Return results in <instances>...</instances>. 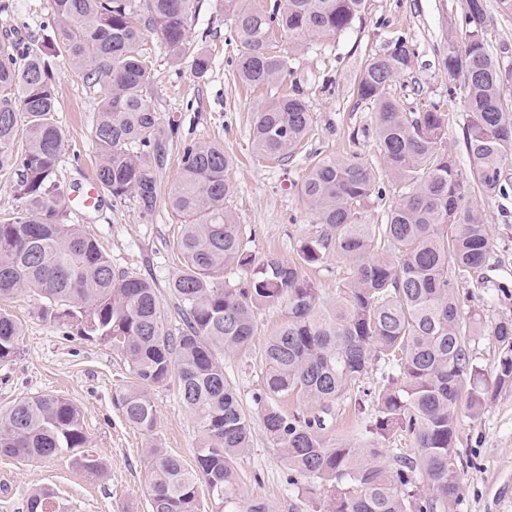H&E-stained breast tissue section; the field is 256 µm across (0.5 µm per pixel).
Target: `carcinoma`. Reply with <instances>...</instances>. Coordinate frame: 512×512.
<instances>
[{"label":"carcinoma","instance_id":"cac0c4a2","mask_svg":"<svg viewBox=\"0 0 512 512\" xmlns=\"http://www.w3.org/2000/svg\"><path fill=\"white\" fill-rule=\"evenodd\" d=\"M200 0H52L54 36L63 63L84 73L98 99L93 133L95 180L115 202L132 200L140 215L154 212L161 189L157 168L165 147L146 96V33L161 41L174 66L187 59L203 77L209 56L190 40ZM242 50L238 75L254 87L280 86L289 56L273 51L275 35L303 49L350 29L366 0H277L257 10L246 0H223ZM484 0H467L462 45L448 42L444 66L463 78L466 122L464 177L448 149V113L432 103L405 111L391 83L413 67L405 39L372 57L356 85L374 112L383 168L356 158L316 161L299 189L316 219L315 234L285 262L258 259L247 231L224 200L232 193L231 159L218 141L183 147L180 180L167 194L182 226V262L167 288L182 322L167 323L154 282L112 269V260L81 224L66 222L59 203L69 187L57 179L64 133L56 118L53 63L40 51L0 41V172L13 175L21 206L0 212V300L28 292L40 316L76 327L124 357L134 382L113 395L133 428L151 434L158 415L150 390L175 382L200 433L195 466L161 448L148 450L151 512H202L198 485L211 512H270L259 500L242 507L237 458L250 447L251 419L224 375V352H250L260 311L288 315L260 358L265 369L257 398L267 435L280 448L287 482L314 493L329 484L324 512H448L459 495L458 409L476 412L488 390L474 364L472 337L480 325L463 315L459 286L480 274L493 251L482 217L465 201L469 183L485 196L506 191L512 174V112L502 97V72L486 38ZM25 143L18 144L20 126ZM312 113L300 93L266 99L253 112L252 147L261 158L285 162L300 149ZM388 177L408 187L383 224H367L361 209ZM349 265L325 305L305 273L328 256ZM240 274L228 285L224 274ZM23 324L0 309V361L18 350ZM499 358L494 383L512 388V317L493 328ZM374 362L388 367L376 395L369 434H398L416 452L381 464L382 449L356 448L327 434L333 405L358 388ZM296 396L306 410L287 413L276 401ZM81 410L41 395L17 402L0 417V454L36 462L68 454L91 474L101 463L87 450ZM427 490H420L418 480ZM55 493L35 489L27 512H68Z\"/></svg>","mask_w":512,"mask_h":512}]
</instances>
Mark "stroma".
Listing matches in <instances>:
<instances>
[{
  "label": "stroma",
  "mask_w": 512,
  "mask_h": 512,
  "mask_svg": "<svg viewBox=\"0 0 512 512\" xmlns=\"http://www.w3.org/2000/svg\"><path fill=\"white\" fill-rule=\"evenodd\" d=\"M12 2V9L0 12V39L8 36L25 46L49 50L50 0ZM485 4L487 39L503 73L505 102L512 108V0H485ZM465 8V0H367L364 15L351 29L309 49L292 53L287 40L274 38L273 50L291 57V73L282 90L299 89L313 114L302 149L291 160L278 162L255 158L250 135L251 113L271 92L239 82L232 17L220 0H201L190 34L211 59L206 76H195L187 63L172 66L156 37L145 41L147 98L161 124L174 126L166 142L164 187L180 178L185 143H223L233 161L228 171L233 193L225 205L238 223L251 230L252 253L259 258L292 259L316 230L315 219L298 194L314 159L343 156L374 166L380 163L374 114L370 105L358 100L355 87L371 58L400 38L415 46L417 56L413 70L392 86V95L407 110L421 111L439 103L449 115L448 145L457 167L468 171L469 159L462 149L464 86L449 77L443 66L448 29ZM54 73L57 118L65 133L58 176L77 187L92 178L97 162L92 132L97 102L82 73L61 63ZM466 198L481 212L494 245L485 281L473 280L459 288L464 314L480 317L481 331L472 343V355L490 384L498 363L492 326L499 317L512 316V186L495 196L470 188ZM67 219L83 223L100 240L115 271L153 280L163 296L169 325L180 324L178 304L167 288L177 264L173 243L180 221L168 208L166 196H159L155 211L146 218L140 217L132 202L107 198L97 212L82 219L69 213ZM39 306V300L25 293L0 303L24 326L16 356L0 361V413H8L22 398L42 394L72 401L83 413L89 449L99 457L103 471L98 476L89 474L69 455L38 463L0 456V512H26L28 492L39 487L53 489L70 512H150L149 444L190 464L200 441L175 383L151 390L158 412L154 434L131 428L112 399L117 388L133 381L123 358L110 345L42 320ZM282 321L279 313H261L253 355L224 356V374L252 421L251 447L237 459L244 477L241 495L246 501H264L272 512H314L326 488L308 494L287 484L281 452L267 435L255 402L265 379L257 353ZM335 410L333 435L367 444L366 429L377 416L373 402L358 407L347 397L336 402ZM457 452L461 490L451 512H512V389L497 391L479 414L460 410Z\"/></svg>",
  "instance_id": "obj_1"
}]
</instances>
